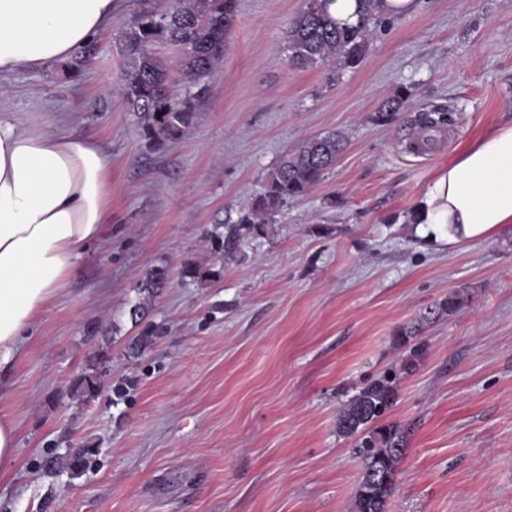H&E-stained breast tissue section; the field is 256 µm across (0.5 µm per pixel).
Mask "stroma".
I'll return each instance as SVG.
<instances>
[{"instance_id":"stroma-1","label":"stroma","mask_w":512,"mask_h":512,"mask_svg":"<svg viewBox=\"0 0 512 512\" xmlns=\"http://www.w3.org/2000/svg\"><path fill=\"white\" fill-rule=\"evenodd\" d=\"M172 3L117 0L79 70L0 78V116L112 158L105 233L0 391L17 430L0 512H350L363 467L337 414L386 373L396 398L383 420L407 443L385 512H512V226L435 249L408 222L438 166L512 121V0H420L344 70L289 65L303 0H236L193 125L152 146L121 104L119 36ZM401 87L407 106L376 122ZM425 112L449 131L428 157L406 147ZM331 131L348 143L324 180L268 236L216 259L210 233L236 222L284 153ZM186 262L221 276L182 282ZM154 269L168 283L132 320ZM460 289V313L396 343ZM92 373L90 397L80 378ZM86 446L91 463L72 472Z\"/></svg>"}]
</instances>
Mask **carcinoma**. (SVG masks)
<instances>
[{"label": "carcinoma", "mask_w": 512, "mask_h": 512, "mask_svg": "<svg viewBox=\"0 0 512 512\" xmlns=\"http://www.w3.org/2000/svg\"><path fill=\"white\" fill-rule=\"evenodd\" d=\"M334 0H304L299 13L288 27L289 64L309 69L334 59L341 68L359 65L368 45L373 0H363L364 13L353 26H340L328 5ZM235 21V0H175V5L161 13H142L125 32L122 51L125 56L121 79V100L138 120L143 132L154 144L181 137L192 125L195 95L181 99L169 91L168 66L154 46L166 43L179 51V67L186 87L201 85L223 56L224 43ZM410 98L401 87L375 114L379 123L390 121ZM345 136L332 132L305 140L264 177L260 190L251 198L234 224L213 235L214 254L229 256L244 239L267 234L268 226L288 202L305 197L324 177L343 152ZM167 275L151 271L139 283L147 296L153 297L165 287ZM469 302L461 291L426 309L412 323L397 331L400 345L420 334L425 325L458 313ZM393 378L384 376L365 386L346 403L337 417V431L356 437L358 454L363 459L351 512H385L394 490L395 476L405 453L407 431L398 424H376L395 400Z\"/></svg>", "instance_id": "cac0c4a2"}]
</instances>
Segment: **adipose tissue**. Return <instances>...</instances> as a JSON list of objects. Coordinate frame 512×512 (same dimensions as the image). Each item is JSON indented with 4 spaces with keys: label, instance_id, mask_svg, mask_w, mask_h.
<instances>
[{
    "label": "adipose tissue",
    "instance_id": "ef3b65f1",
    "mask_svg": "<svg viewBox=\"0 0 512 512\" xmlns=\"http://www.w3.org/2000/svg\"><path fill=\"white\" fill-rule=\"evenodd\" d=\"M115 0H0V76L69 58L111 22ZM110 160L96 142L0 119V386L27 333L110 213ZM413 222L427 241L484 240L512 224V122L438 167Z\"/></svg>",
    "mask_w": 512,
    "mask_h": 512
}]
</instances>
